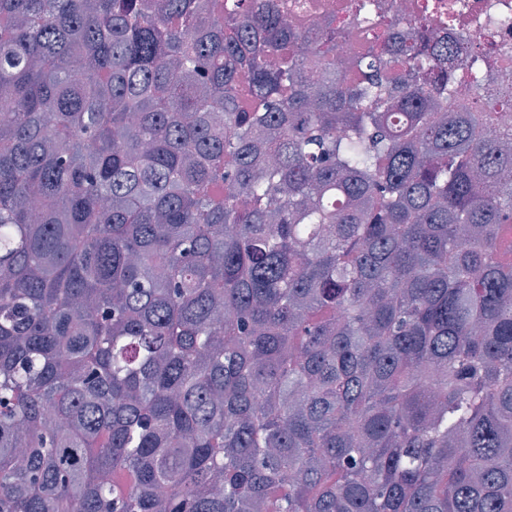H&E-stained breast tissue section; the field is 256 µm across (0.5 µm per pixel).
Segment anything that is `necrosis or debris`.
<instances>
[{
  "instance_id": "1",
  "label": "necrosis or debris",
  "mask_w": 512,
  "mask_h": 512,
  "mask_svg": "<svg viewBox=\"0 0 512 512\" xmlns=\"http://www.w3.org/2000/svg\"><path fill=\"white\" fill-rule=\"evenodd\" d=\"M326 12L348 25L386 19L403 41L417 37L413 21L421 19L440 45L473 56L474 75L493 98L503 71H512V0H311L306 27Z\"/></svg>"
}]
</instances>
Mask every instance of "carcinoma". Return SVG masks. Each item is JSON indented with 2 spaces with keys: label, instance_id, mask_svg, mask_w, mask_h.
Masks as SVG:
<instances>
[{
  "label": "carcinoma",
  "instance_id": "obj_1",
  "mask_svg": "<svg viewBox=\"0 0 512 512\" xmlns=\"http://www.w3.org/2000/svg\"><path fill=\"white\" fill-rule=\"evenodd\" d=\"M305 0H0V512H512V122Z\"/></svg>",
  "mask_w": 512,
  "mask_h": 512
}]
</instances>
